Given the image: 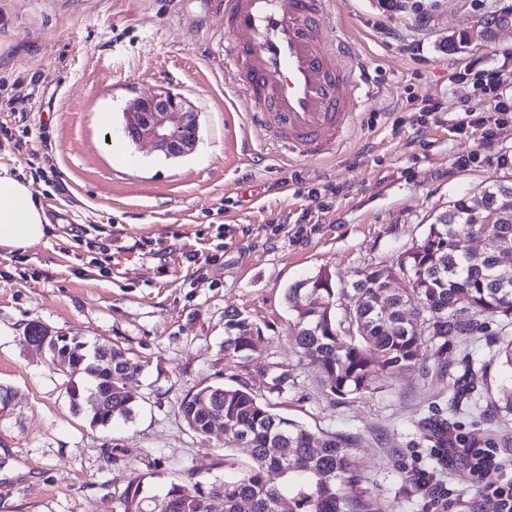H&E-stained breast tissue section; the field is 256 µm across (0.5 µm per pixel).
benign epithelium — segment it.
Instances as JSON below:
<instances>
[{"label":"benign epithelium","mask_w":512,"mask_h":512,"mask_svg":"<svg viewBox=\"0 0 512 512\" xmlns=\"http://www.w3.org/2000/svg\"><path fill=\"white\" fill-rule=\"evenodd\" d=\"M509 27L512 28V15L479 19L471 26L470 39L484 41L496 30ZM126 112L121 132L131 142H147L156 152L169 159L183 157L195 149L198 134H184L192 123L193 108L181 95L162 89L136 99Z\"/></svg>","instance_id":"obj_1"}]
</instances>
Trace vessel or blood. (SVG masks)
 <instances>
[{
  "label": "vessel or blood",
  "mask_w": 512,
  "mask_h": 512,
  "mask_svg": "<svg viewBox=\"0 0 512 512\" xmlns=\"http://www.w3.org/2000/svg\"><path fill=\"white\" fill-rule=\"evenodd\" d=\"M224 16L225 75L246 92L250 123L313 160L333 153L371 94L334 0H213Z\"/></svg>",
  "instance_id": "obj_1"
}]
</instances>
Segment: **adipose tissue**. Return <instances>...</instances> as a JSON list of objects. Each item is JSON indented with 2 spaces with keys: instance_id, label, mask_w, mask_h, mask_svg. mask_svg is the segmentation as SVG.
I'll return each mask as SVG.
<instances>
[{
  "instance_id": "ef3b65f1",
  "label": "adipose tissue",
  "mask_w": 512,
  "mask_h": 512,
  "mask_svg": "<svg viewBox=\"0 0 512 512\" xmlns=\"http://www.w3.org/2000/svg\"><path fill=\"white\" fill-rule=\"evenodd\" d=\"M49 219L29 183L0 167V249L24 251L47 237Z\"/></svg>"
}]
</instances>
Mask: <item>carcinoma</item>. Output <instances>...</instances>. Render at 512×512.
I'll use <instances>...</instances> for the list:
<instances>
[{
  "label": "carcinoma",
  "mask_w": 512,
  "mask_h": 512,
  "mask_svg": "<svg viewBox=\"0 0 512 512\" xmlns=\"http://www.w3.org/2000/svg\"><path fill=\"white\" fill-rule=\"evenodd\" d=\"M491 208L497 224H476L477 215ZM479 234L484 248L479 254L459 249L463 235ZM504 265L512 266V183L494 180L473 196L453 202L448 213L429 225L420 243L406 250L396 264L370 265L356 272L344 286L327 274H318L286 290L293 315L291 341L299 360L318 366L327 392L339 400L355 399L372 390L375 367L393 377L415 367L424 352H442L448 337L472 339L483 333L484 320L501 321L500 346L494 358L512 370V278L500 277ZM397 274L410 279L411 287L390 294L388 278ZM425 316L428 333L416 329L405 314ZM349 330L348 342L339 332ZM260 328L241 311L224 314V353L244 364L259 351ZM59 353L67 356L72 373L87 380L67 388L72 404L80 403L83 390L97 392L100 408L87 415L89 426L106 428L117 418L128 419L136 407L134 397L115 391V378L124 374L135 380L141 367L119 347L95 344L77 336L58 338ZM487 364L478 362L465 386L455 389L453 400L466 396L480 407L488 389ZM296 377L286 367H276L269 387L283 395L296 388ZM180 411L190 430L206 435L212 422L224 420L230 442L247 440L253 463L234 478L170 483L161 496L144 491L137 476L114 494L119 512H213L211 500L221 503L220 512H279L285 478L298 477L293 489L294 512H367L362 500L363 477L352 466L350 434L318 435L301 423L272 412L242 378L233 385H208L186 395ZM424 437L442 449L463 448L475 457L476 443L464 433L448 436V420L424 422ZM486 493L475 490L454 503L456 512H482Z\"/></svg>",
  "instance_id": "obj_1"
}]
</instances>
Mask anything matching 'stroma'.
<instances>
[{"mask_svg":"<svg viewBox=\"0 0 512 512\" xmlns=\"http://www.w3.org/2000/svg\"><path fill=\"white\" fill-rule=\"evenodd\" d=\"M512 0H336L331 16L366 70L372 98L335 156L288 158L249 126L245 96L224 77V19L209 0H0V165L24 176L52 228L22 253L0 249V512H115L114 492L143 476L163 494L186 472L223 476L251 463L223 431L188 429L180 402L237 369L226 359L224 313L262 328L245 371L259 400L316 433L356 436L355 469L372 512H423L418 473L448 500L512 480V413L451 409L464 347L339 402L288 339L292 284L339 281L392 265L454 200L512 182V128L495 140L450 136L452 112L477 107L457 67L512 65V29L455 45L475 20ZM419 42L423 61L404 44ZM165 88L199 115L194 151L168 160L122 140V113ZM443 100L420 116L416 107ZM477 155L463 166L459 156ZM333 185L337 194L312 196ZM116 345L145 370L130 383L129 420L91 428L67 395L68 376L26 339L29 324ZM291 367L296 391L270 395V368ZM441 417L475 437L477 472L452 448L440 462L419 427Z\"/></svg>","mask_w":512,"mask_h":512,"instance_id":"obj_1","label":"stroma"}]
</instances>
